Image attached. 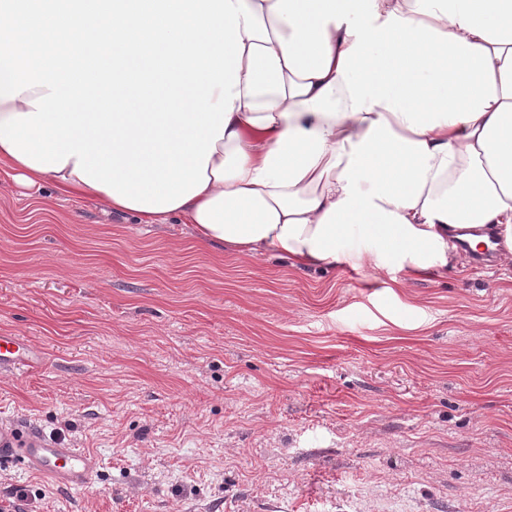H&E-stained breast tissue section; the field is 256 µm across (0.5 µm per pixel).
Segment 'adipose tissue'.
Here are the masks:
<instances>
[{
	"label": "adipose tissue",
	"mask_w": 512,
	"mask_h": 512,
	"mask_svg": "<svg viewBox=\"0 0 512 512\" xmlns=\"http://www.w3.org/2000/svg\"><path fill=\"white\" fill-rule=\"evenodd\" d=\"M295 266L512 261V0H0V175Z\"/></svg>",
	"instance_id": "adipose-tissue-1"
}]
</instances>
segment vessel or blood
Returning <instances> with one entry per match:
<instances>
[{"instance_id": "vessel-or-blood-1", "label": "vessel or blood", "mask_w": 512, "mask_h": 512, "mask_svg": "<svg viewBox=\"0 0 512 512\" xmlns=\"http://www.w3.org/2000/svg\"><path fill=\"white\" fill-rule=\"evenodd\" d=\"M32 350L15 336H0V368L30 362ZM21 461L26 472L50 483L80 489L91 484L99 461L90 451L49 440L41 431L0 419V462Z\"/></svg>"}]
</instances>
